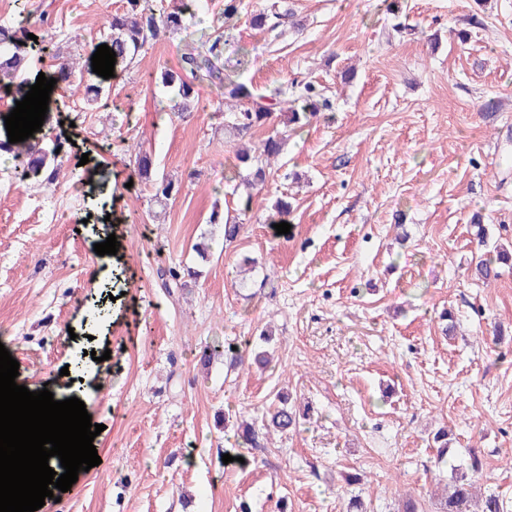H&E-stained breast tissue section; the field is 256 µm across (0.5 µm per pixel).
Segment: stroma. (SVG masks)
<instances>
[{"mask_svg":"<svg viewBox=\"0 0 512 512\" xmlns=\"http://www.w3.org/2000/svg\"><path fill=\"white\" fill-rule=\"evenodd\" d=\"M245 2L233 34L250 52L246 79L263 91L306 78L333 107L287 139L236 243L206 222L238 202L219 93L203 87L201 108L172 112L153 79L212 31L221 0L109 78L123 111H85L58 88L46 134L73 145L56 182L0 169V344L30 388L101 387L88 404L101 463L62 493L63 512H347L356 495L368 512L410 497L439 512L451 466L474 452L481 490L512 512V268L482 284L471 244L478 213L489 245L512 247V0H399L391 13L380 0H291L303 30L272 32L248 17L271 0ZM123 7L28 0L27 14L51 20L25 24L45 47L34 72L103 43ZM141 149L183 184L167 207L130 180ZM280 198L291 204L281 235ZM111 234L120 247L99 280L94 246ZM204 234L202 276L168 284L161 269L193 263ZM245 255L258 261L246 276ZM234 338L268 348L275 369L230 372L220 355L200 365L204 348ZM283 387L313 407L310 423L237 444L223 418L261 416ZM442 427L438 469L429 441Z\"/></svg>","mask_w":512,"mask_h":512,"instance_id":"1","label":"stroma"}]
</instances>
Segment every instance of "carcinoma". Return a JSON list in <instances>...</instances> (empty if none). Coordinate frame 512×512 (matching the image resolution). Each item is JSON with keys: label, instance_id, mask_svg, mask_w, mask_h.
<instances>
[{"label": "carcinoma", "instance_id": "cac0c4a2", "mask_svg": "<svg viewBox=\"0 0 512 512\" xmlns=\"http://www.w3.org/2000/svg\"><path fill=\"white\" fill-rule=\"evenodd\" d=\"M200 8L199 0H180V3L163 4V0H126L123 11L117 12L106 20L110 30L108 46L116 53L115 66L131 63L136 56L153 40L162 34L178 33L186 29L185 19L189 11ZM293 16L288 5L275 0L270 8L252 15L253 26L259 29L275 30ZM230 26H219L201 39L194 52L181 55L180 68L161 71L160 82L175 92L174 110L186 112L193 103L200 100V89L207 84L216 88L220 95L236 101L235 108L226 113L224 130L238 140H243L256 128L265 125L275 114H280L284 131L269 136L253 151L237 149L235 152L238 169L245 170L242 184L247 189L246 197L239 202L238 212L228 216L216 209L209 217V223L223 225L224 242L237 240L243 228L242 216L250 209L252 191L260 190L267 178V169L271 160L278 157L287 138L286 130L301 128L319 113L332 108L331 100L325 95L324 88L313 81H293L290 86L279 85L264 93L258 92L251 82L242 77L248 61L239 59L235 65L227 66L224 55L233 44ZM36 45L20 43L16 33L0 26V89L9 88L18 98H23L36 83L30 77L31 62ZM96 49H82L81 52L60 62L55 71L57 84L74 86L82 95L85 108L97 104L103 88L83 81L85 68L91 62ZM64 149L61 139L46 140L33 136L15 144L0 139V152L12 156L11 175L24 182L43 180L55 181L60 168L59 151ZM134 175L151 189L152 200L160 206L176 197L181 187L175 181L161 175L152 154L140 151L135 155ZM512 265V253L499 251L496 255H480L475 266L477 278L489 284L499 278V266ZM200 271L187 266H174L165 272L168 280L175 285L184 286L186 280L195 279ZM247 345L233 340L224 341L222 350L206 349L201 362L210 361L217 353L224 355V361L231 368L243 364ZM309 417L308 410L298 413L289 407L288 394L277 395V403L268 412L262 425L243 419L238 424V435L242 444L258 447L261 431L286 434L304 424ZM471 475L462 474L453 480L448 496L442 505V512H470L472 489L479 477L482 464L477 457H471L469 464ZM506 502L496 493L484 497L475 512H505Z\"/></svg>", "mask_w": 512, "mask_h": 512}]
</instances>
